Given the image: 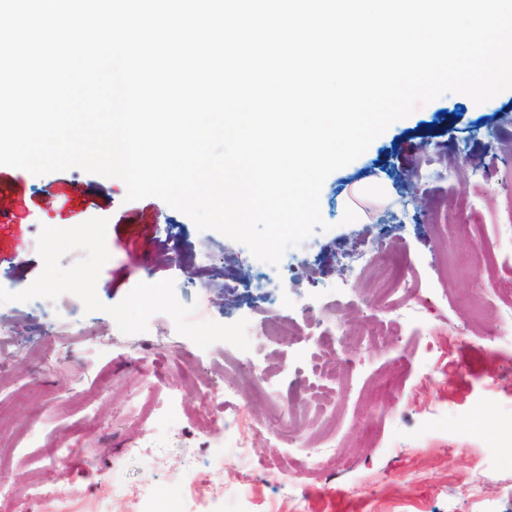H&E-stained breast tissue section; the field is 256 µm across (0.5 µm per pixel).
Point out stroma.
Wrapping results in <instances>:
<instances>
[{"mask_svg":"<svg viewBox=\"0 0 512 512\" xmlns=\"http://www.w3.org/2000/svg\"><path fill=\"white\" fill-rule=\"evenodd\" d=\"M0 176V208L12 218L0 223V316L12 353L0 404L13 424L0 432V481L20 492L66 485L80 512H157L164 500L167 512H292L312 482L325 491L312 512H364L348 496L356 486L378 512H512V330L492 313L472 322L469 308L475 289L490 305L512 290V231L497 222L512 198V90L479 110L450 93L393 123L326 179L329 230L276 267L158 198L126 201L116 178L4 165ZM473 201L481 210L471 230L444 226L453 271L442 275L431 218ZM52 225L64 233L48 237ZM489 242L500 256L492 278L472 261ZM400 247L421 314L386 350L353 355L329 433L340 469L316 477L321 438L311 430L261 432L242 468L238 430L214 439L199 408L228 420L245 409L266 415L235 381L245 361L270 367L283 388L308 373L312 338L263 339L267 322L320 331L341 321L365 333L394 319L361 287ZM259 279V299L232 304L231 288ZM34 289L49 298V315L29 302ZM462 323L476 349L496 332L498 358L487 368L473 359L450 367L432 348L434 327ZM137 355L153 360L157 387L174 397L155 420L136 407L145 387ZM395 367L403 392L376 400L369 384ZM143 439L160 451L125 455ZM116 485L146 493L116 497Z\"/></svg>","mask_w":512,"mask_h":512,"instance_id":"1","label":"stroma"}]
</instances>
